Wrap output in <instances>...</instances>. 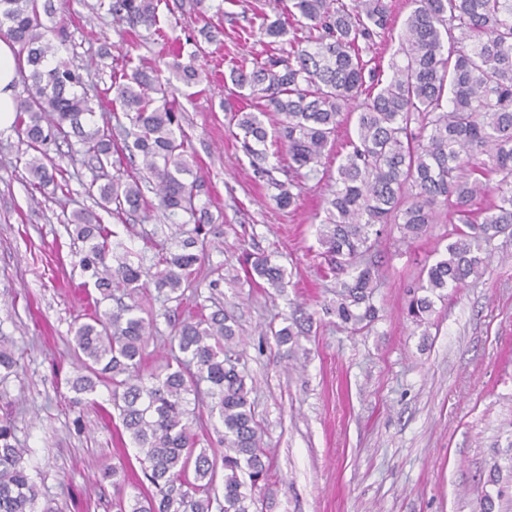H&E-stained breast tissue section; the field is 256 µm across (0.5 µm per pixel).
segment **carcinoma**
I'll use <instances>...</instances> for the list:
<instances>
[{
	"label": "carcinoma",
	"instance_id": "obj_1",
	"mask_svg": "<svg viewBox=\"0 0 512 512\" xmlns=\"http://www.w3.org/2000/svg\"><path fill=\"white\" fill-rule=\"evenodd\" d=\"M400 34L399 48L388 66L373 55L376 41L394 28L391 0H289L275 18L261 17L259 30L278 44L265 58L253 55L231 67L229 78L249 97L262 101L256 112L238 110L243 131L240 150L259 177L277 190L273 200L295 204V179L319 172L325 149L335 140L343 117L354 118L355 137L337 167L324 198L325 219L319 241L328 269L337 281L336 300L326 308L339 323L358 331L378 318L373 302L376 271L366 256L385 227L394 224L402 240H415L448 213L458 226L446 256L426 272L421 295L409 301L407 315L418 328L430 324L434 299L480 277L490 258L487 246L501 234L512 235V0H412ZM161 0H100L99 7L118 24V40L100 48L98 56L159 25ZM304 30L306 35L295 36ZM294 33L287 38L288 33ZM0 38L17 46L22 64V90L16 95V128L32 151L26 168L32 185L55 194L61 165L50 146L66 145L92 168L109 165L84 188L95 204L122 219L150 210L142 181L123 161L142 157L153 176L157 208L172 224L212 220L197 208L202 181H191L194 156L187 154V135L175 107L179 88L162 79L159 66L144 61L111 83L120 111L104 128L94 126L93 103L83 90L79 67L57 58L66 45L64 26L56 20L52 0H0ZM170 64L176 80L189 87L203 80L195 64L179 62L172 48ZM356 107L348 109L350 102ZM281 119L269 129L263 116ZM132 127L133 140L118 142L113 131ZM77 135V142L70 140ZM288 153V181L276 179V167H265V145ZM492 202L475 207L479 197ZM72 234L85 244L80 266L91 273L99 297L95 306L123 288L133 299L146 282L142 265L130 260L120 242H108L101 217L82 208L67 218ZM207 241L187 236L176 249L163 248L151 281L166 294L190 286L196 266L206 255ZM252 276L272 288L285 285V270L260 254ZM124 304L98 311L74 327L79 364L71 380L75 401L91 395L98 384L112 385V402L121 425L139 448V463L155 492L144 493L130 480L127 467L112 468L117 512H212L209 489L217 466L224 468L219 512H251L254 491L269 464L261 445L260 424L249 399L245 376L238 370L236 322L224 310L203 312L174 325L169 338L173 362L145 373V344L154 319ZM279 346L292 353L304 327L288 324L272 331ZM20 367L19 353L0 344V368ZM207 384L205 406L224 428L220 448H200L189 422L188 395H200ZM18 447L15 422L0 420V512H36L39 491ZM194 472V480L188 473ZM135 489L126 494L125 487Z\"/></svg>",
	"mask_w": 512,
	"mask_h": 512
}]
</instances>
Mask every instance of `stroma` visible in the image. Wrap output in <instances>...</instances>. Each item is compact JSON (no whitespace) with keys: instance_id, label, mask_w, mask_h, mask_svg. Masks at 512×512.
Instances as JSON below:
<instances>
[{"instance_id":"1","label":"stroma","mask_w":512,"mask_h":512,"mask_svg":"<svg viewBox=\"0 0 512 512\" xmlns=\"http://www.w3.org/2000/svg\"><path fill=\"white\" fill-rule=\"evenodd\" d=\"M276 2L224 0L222 15L206 21L193 0H169L174 13L160 15L161 27L181 37L206 27L215 38L198 57L213 81L183 88L176 100L205 184L199 201L213 221L202 227L207 254L181 300L164 303L151 286L136 298L141 316L158 318L147 365L165 363L171 322L219 307L235 318L269 462L258 512H477L485 491L497 497L495 512H512V237L493 241L481 278L436 301L424 332L407 319L406 306L445 255L454 224L440 218L408 243L387 227L372 254L377 320L353 333L326 314L336 281L323 275L317 211L353 126L338 129L318 175L301 180L297 204L283 209L239 151L241 131L224 108L238 93L229 80L232 59L260 47L262 35L248 20L273 14ZM96 4L55 0L68 28L60 54L84 66L88 91L109 87L126 59L170 62L167 42L154 34L98 59L116 35ZM23 150L14 130L0 132V335L25 352L20 375L0 381V418L16 421L39 505L114 512L115 490L102 474L120 464L140 470L136 450L121 434L109 387L76 404L68 384L77 364L71 328L93 312L97 292L65 225L74 206L94 207L83 193L94 172L63 161L69 192L49 198L31 187ZM102 220L132 259L147 263L157 245H172L182 231L158 212L140 224L108 214ZM262 252L285 268V288L250 279L247 258ZM166 307L167 320L160 316ZM298 307L312 324L302 352L289 360L270 330Z\"/></svg>"}]
</instances>
